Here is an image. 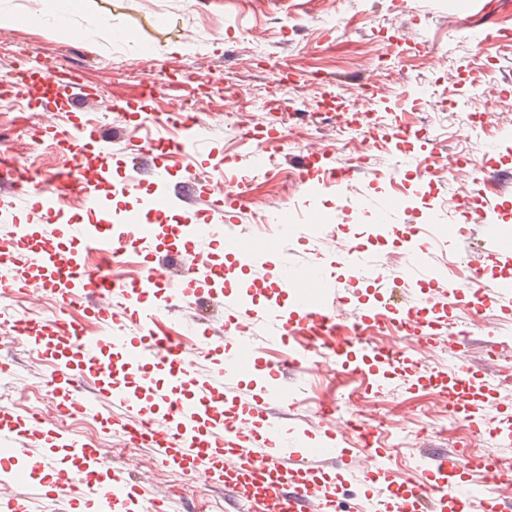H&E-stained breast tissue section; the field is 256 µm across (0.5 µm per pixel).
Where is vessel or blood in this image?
Instances as JSON below:
<instances>
[{
	"mask_svg": "<svg viewBox=\"0 0 512 512\" xmlns=\"http://www.w3.org/2000/svg\"><path fill=\"white\" fill-rule=\"evenodd\" d=\"M60 138L79 159L73 169L47 181H35L18 172L7 180L5 188L32 197L35 207L52 218L61 215L56 207L58 198L78 196L92 217L71 227L79 248H62L46 239L34 238L23 226L15 235V248L26 253L32 270L47 273V287L60 296L65 306L81 308L87 297L116 292L124 308L120 315L108 306L98 308L97 314L104 323L100 335L82 336L77 323L57 321L50 327L48 342L38 344V352L54 365L51 385L62 393L65 408L87 411L88 405L76 395L75 385L84 378H92L112 407L104 418L105 423L119 426L131 443L150 444L159 457L182 471L223 484L233 497L248 502L249 512H334L336 495L311 465L312 459L321 454L319 448L306 443L300 434H287L274 421L269 422L264 433L246 436L238 422L224 414L225 384L256 370L264 373L267 399L287 403L288 396L280 383V368L260 366L254 350L243 342L224 368L200 378L194 370V358H188L185 348L152 330L158 315L172 309L184 297V283L201 280L212 284L223 279V268L212 265L208 254L194 248L195 242L208 235L207 225L174 226L175 236L183 239L186 248L178 267L154 265L131 282L112 283L102 270L88 267L87 252L98 253L108 260L129 239L151 236L159 202L144 200L137 209L123 215L120 223H104L103 215L112 211V198L99 194L98 186L110 177L109 154L89 152L80 135L66 130ZM161 146L169 156L175 157L185 153L188 142L183 138L162 142L150 136L142 137L138 153L132 159L133 168H140L152 159ZM220 237L226 249L236 251L243 269H264L292 290L291 309L274 303L266 310L268 343L278 344L294 335H307L339 356L347 353L354 337L385 326L401 330L419 320L418 306L387 304L373 307L359 322L345 324L336 313L332 297L336 284L317 266L277 267L270 262L264 248L238 245L225 231ZM346 263L351 281L375 279L376 268L359 247L348 250ZM469 287L474 290L477 307L484 309L512 295L511 281L494 283L492 292L486 294L469 277L449 281V300H457ZM123 316L141 322L140 335H125L118 324ZM152 355L162 358L170 387L169 392L159 396L160 416L156 419L144 417L140 408L141 391L129 383L130 378L142 377L145 361ZM67 447L68 459L58 463L56 474L58 485L68 489L72 504L89 502L95 512H128L133 505L143 507L144 512H159L156 502L142 503L137 485L123 471L108 467L101 449L74 439L68 441ZM5 455L21 458V466L14 470L19 479L29 478L46 466L47 454L41 448L14 449L5 445L0 447V457ZM73 465L83 472V479L71 478L69 468ZM351 512H422V509L419 502H406L401 484L391 480L383 497L362 499L352 506Z\"/></svg>",
	"mask_w": 512,
	"mask_h": 512,
	"instance_id": "obj_1",
	"label": "vessel or blood"
}]
</instances>
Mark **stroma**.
Instances as JSON below:
<instances>
[{"label":"stroma","mask_w":512,"mask_h":512,"mask_svg":"<svg viewBox=\"0 0 512 512\" xmlns=\"http://www.w3.org/2000/svg\"><path fill=\"white\" fill-rule=\"evenodd\" d=\"M40 7L39 0H0V8L18 16L16 25L0 27V148L22 166L41 176L66 172L73 156L55 146L54 134L89 122L98 133L94 149L112 157L117 185L131 173L135 125L156 138L194 136L195 147L175 160L167 184L142 183L143 192L168 194L164 223L230 224L240 245L264 243L274 262L323 265L334 275L344 319L400 298L413 305L428 298L446 312L425 327V340L402 344L391 365L359 352L319 364L306 360L283 378L290 395L284 405L269 402L256 378L237 379L225 397L230 414L247 407L254 429L275 418L283 430L307 429L317 442L335 433V457L317 465L340 490L360 497L381 496L388 477L417 494L429 492L437 475L423 462L432 452L457 449L476 460L512 462V447L494 434L512 421V398L498 387L502 372L512 371V314L498 306L475 309L466 296L449 304L447 289L427 276L431 269L465 273L475 256L482 260L478 283L512 277V248L477 219L488 210L512 223V185L502 190L492 179L512 172V45L498 39L512 31V0H84L76 14L54 16ZM111 20L124 32L108 40L100 30ZM227 74L236 85L232 96L224 93ZM147 78L161 87L152 101L142 98ZM368 84L381 89L370 103L378 123L373 138L363 137L367 119L352 109L356 91ZM78 85L98 107L85 108L74 94ZM475 96L486 114L476 124L467 118ZM171 102L192 107V130L167 121ZM402 126L416 136L401 146L395 134ZM309 146L323 151L325 167L355 163L354 177L337 189L286 184ZM432 151L452 156L456 167L424 177L407 162ZM190 170L210 189L244 180L249 188L235 208L205 195L185 198L179 187ZM382 200L391 203L393 231L379 240L370 220L372 205ZM442 205L449 222L463 227L461 239L445 240L430 223V211ZM285 209L295 215L290 230L274 222ZM63 210L57 225L27 197L0 191V249L12 246L20 225L75 247L64 224L81 220L86 209L73 198ZM413 230L426 251L419 270L410 272L402 239ZM357 245L376 261L377 283L350 281L342 258ZM176 249L164 234L136 241L106 273L115 281L140 276ZM27 276L26 259L0 265V277L12 283L0 303L6 317L73 319L88 333L99 332L92 310L64 307L56 294L27 286ZM244 286L256 294L258 318L275 286L226 267L211 296L179 303L157 319L155 332L188 347L209 335L214 352L199 364L222 367L233 345L224 334L222 298ZM458 360L472 382L465 421L448 417ZM51 372L47 357L0 327V410L22 424L16 447H39L51 429L110 449L112 464L128 470L145 499L160 501L165 512H247L223 485L183 474L151 447L126 450L92 414L58 420L42 397ZM343 405L365 420H381L376 456L361 453L358 430L321 414ZM53 479L48 470L23 486L0 481V512H10L9 500L19 495L30 512H71L67 494L46 495Z\"/></svg>","instance_id":"1"}]
</instances>
